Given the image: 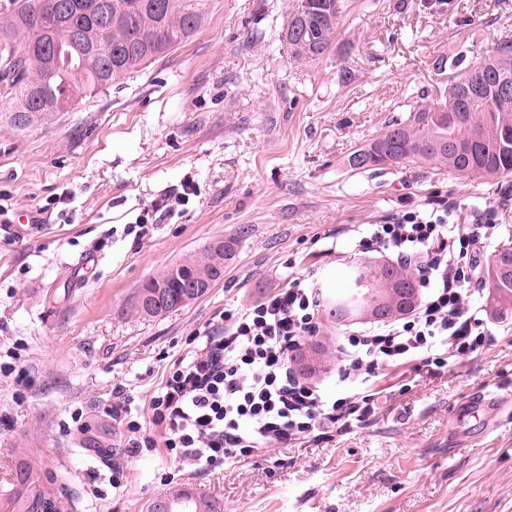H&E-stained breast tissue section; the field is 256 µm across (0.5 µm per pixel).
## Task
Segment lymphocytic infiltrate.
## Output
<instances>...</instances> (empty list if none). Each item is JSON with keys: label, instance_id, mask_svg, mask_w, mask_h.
I'll use <instances>...</instances> for the list:
<instances>
[{"label": "lymphocytic infiltrate", "instance_id": "f902f5d3", "mask_svg": "<svg viewBox=\"0 0 512 512\" xmlns=\"http://www.w3.org/2000/svg\"><path fill=\"white\" fill-rule=\"evenodd\" d=\"M495 213L486 207L464 233L450 204L372 225L358 250L384 252L414 268L425 295L413 315L342 337L329 385L311 384L291 366L293 352L320 332L316 285L297 277L246 309L221 313L174 362L151 399L147 423L129 419L125 400L108 407L126 427L128 453L163 448L196 472L213 473L256 450L365 422L381 394L371 380L383 370L416 361L437 374L448 356L487 349L492 338L474 306L473 277L483 228Z\"/></svg>", "mask_w": 512, "mask_h": 512}]
</instances>
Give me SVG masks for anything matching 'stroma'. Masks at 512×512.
<instances>
[{
    "label": "stroma",
    "mask_w": 512,
    "mask_h": 512,
    "mask_svg": "<svg viewBox=\"0 0 512 512\" xmlns=\"http://www.w3.org/2000/svg\"><path fill=\"white\" fill-rule=\"evenodd\" d=\"M455 2L438 12L428 0H346L330 56L301 62L285 39L293 0H208L198 33L122 88L23 133L0 120V473L30 452L69 512H147L184 484L224 512H512V413L451 445L459 400L512 395V316L487 308L488 349L449 358L437 375L389 371L363 424L214 474L182 472L162 450L128 456L104 412L120 390L131 419H148L155 390L215 314L364 260L357 241L393 214L453 202L464 227L491 204L479 254L512 246V175L343 163L436 84L434 56L476 59L512 33V0ZM167 199L172 209L155 214ZM231 237L236 258L204 297L161 318L136 312L145 280ZM21 368L29 386L16 382Z\"/></svg>",
    "instance_id": "stroma-1"
}]
</instances>
